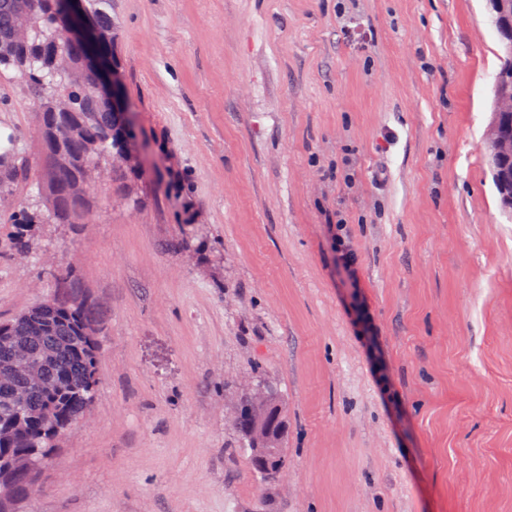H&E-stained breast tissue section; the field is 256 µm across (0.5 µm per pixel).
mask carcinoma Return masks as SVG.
I'll return each mask as SVG.
<instances>
[{"mask_svg":"<svg viewBox=\"0 0 512 512\" xmlns=\"http://www.w3.org/2000/svg\"><path fill=\"white\" fill-rule=\"evenodd\" d=\"M21 2L0 0V72L29 73L27 90L40 137H47L53 124L67 128V136L59 143L67 167L58 170L56 178L61 182H90L97 164L122 162L132 132L119 125L110 110L86 111L85 103L93 92L69 84L67 69L85 55L81 46L66 39L64 21L56 8L58 0H42L26 42L9 38ZM106 2L86 0L110 47L116 32ZM50 42L59 43L60 49L59 55L48 59L45 47ZM495 79H512V45L503 46ZM29 168L18 149L0 154V197L13 194ZM110 193V189L101 190L91 202L68 197L61 205L44 193L40 200L14 211L10 223L15 228V254L20 258L31 254L34 225L81 224L88 206ZM76 280L72 268L61 269L54 275V281L62 285L57 293L0 321V468L17 458L41 462L48 449L58 447L60 435L89 412L95 399L102 324L79 289L72 287ZM17 344L46 378V386L31 383L22 372L12 378L4 376L14 364Z\"/></svg>","mask_w":512,"mask_h":512,"instance_id":"obj_1","label":"carcinoma"}]
</instances>
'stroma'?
<instances>
[{"instance_id":"1","label":"stroma","mask_w":512,"mask_h":512,"mask_svg":"<svg viewBox=\"0 0 512 512\" xmlns=\"http://www.w3.org/2000/svg\"><path fill=\"white\" fill-rule=\"evenodd\" d=\"M108 10L136 170L91 223L40 225L29 259L0 224V320L71 265L103 325L93 406L20 512H512V219L484 164L500 64L486 0ZM0 128L38 162L14 76ZM259 376L288 414L272 480L232 425ZM342 215L336 216V261L351 284L358 283V259Z\"/></svg>"}]
</instances>
